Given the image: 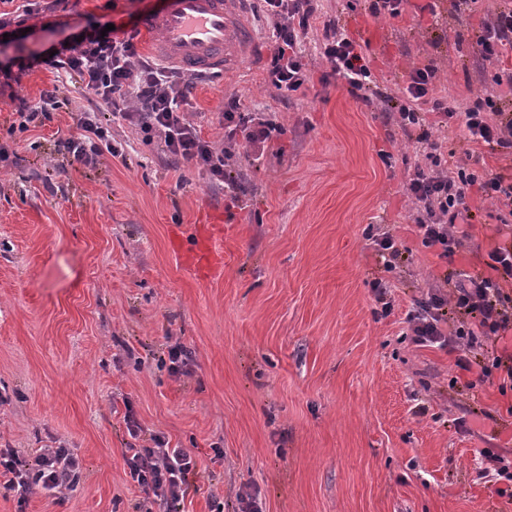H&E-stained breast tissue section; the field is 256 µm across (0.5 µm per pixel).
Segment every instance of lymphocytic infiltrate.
Listing matches in <instances>:
<instances>
[{"mask_svg": "<svg viewBox=\"0 0 512 512\" xmlns=\"http://www.w3.org/2000/svg\"><path fill=\"white\" fill-rule=\"evenodd\" d=\"M71 0H28L20 15L0 10V30L21 40L25 19L67 12ZM260 11L271 23V49L266 78L279 94L288 96L309 83L301 42L319 10V0H260ZM137 29L115 27L101 32L85 28L77 37L54 44L28 56H16L0 68V96L15 105L19 131L49 120L56 94L44 91L38 103H29L14 90L22 78L39 66L67 77H76L85 91L87 108L76 116V131L58 140L57 147L69 166H87L103 156H119L112 143V124L124 121L137 128L145 144L160 143L174 165L205 171L223 182L226 167L238 145L264 153L278 127L258 110L244 109L239 97L224 102L223 150H215L188 118L192 81L175 69L139 54L134 39ZM478 59L497 60L512 51V2L483 24L476 38ZM331 77L343 80L349 93L369 101L373 77L356 41L340 33L335 20L323 24V51ZM432 66L413 69L403 98H391L387 121L396 124L408 139L422 148L426 166L415 167L403 185L416 205L415 226L425 246L451 269L445 274L446 289L431 288L416 298L407 314L412 340L417 345L440 346L456 352L462 369H477L480 381H497L500 392L512 389V351L501 342L512 333V175L489 173L465 166L449 169L448 161L423 124L420 105L444 119H456L466 143H484L512 151V108L498 95L476 96L462 107L433 94ZM477 189L491 201L484 222L495 236L481 259L479 270L455 267V257L470 239L475 214L467 192ZM124 420L130 441L123 453L131 479L142 491L160 502L166 512H177L195 461L189 449L171 447L164 434L152 435L151 446L139 445L141 426L134 408ZM82 464L67 448L44 449L34 460H21L12 449L0 448V485L16 492L25 505L36 490L54 496L73 488L82 475Z\"/></svg>", "mask_w": 512, "mask_h": 512, "instance_id": "lymphocytic-infiltrate-1", "label": "lymphocytic infiltrate"}]
</instances>
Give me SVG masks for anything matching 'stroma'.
I'll use <instances>...</instances> for the list:
<instances>
[{"label":"stroma","instance_id":"35a3bbf8","mask_svg":"<svg viewBox=\"0 0 512 512\" xmlns=\"http://www.w3.org/2000/svg\"><path fill=\"white\" fill-rule=\"evenodd\" d=\"M166 2L79 0L67 26L29 19L24 46L129 25ZM421 4L394 19L372 17L365 0H322L302 46L312 80L287 100L267 84V23L253 12L257 45L241 68L197 81L190 98L191 121L218 147L232 95L281 128L263 157L239 149L224 184L172 165L122 121L112 126L120 156L62 171L56 145L84 105L76 80L33 69L17 94L35 101L53 89L60 106L22 133H10L13 106L0 97V145L17 154L0 164V448L31 462L62 446L84 463L74 488L35 492L26 512H163L124 463L129 404L140 445L162 433L192 452L179 512H240L245 487L261 512H512L477 456L489 448L512 462V391L406 335L414 298L441 285L446 265L402 192L419 149L382 117L384 95L403 97L402 74L420 64L452 103L498 93L476 35L501 0L474 12L439 0L435 20ZM330 18L354 40L363 26L378 33L365 50L379 89L370 102L319 81ZM426 120L456 160L512 171L505 154L464 145L455 121ZM238 179L247 194H236ZM210 217L231 259L206 280L181 267L170 238ZM384 232L403 252L392 270L371 247ZM378 278L390 286L386 315ZM177 343L193 353L192 375L168 371Z\"/></svg>","mask_w":512,"mask_h":512}]
</instances>
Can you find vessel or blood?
<instances>
[{"label": "vessel or blood", "mask_w": 512, "mask_h": 512, "mask_svg": "<svg viewBox=\"0 0 512 512\" xmlns=\"http://www.w3.org/2000/svg\"><path fill=\"white\" fill-rule=\"evenodd\" d=\"M252 0H167L139 24L146 54L188 72L224 75L237 70L254 41ZM180 263L201 279L224 270V236L203 224L170 241Z\"/></svg>", "instance_id": "1"}]
</instances>
